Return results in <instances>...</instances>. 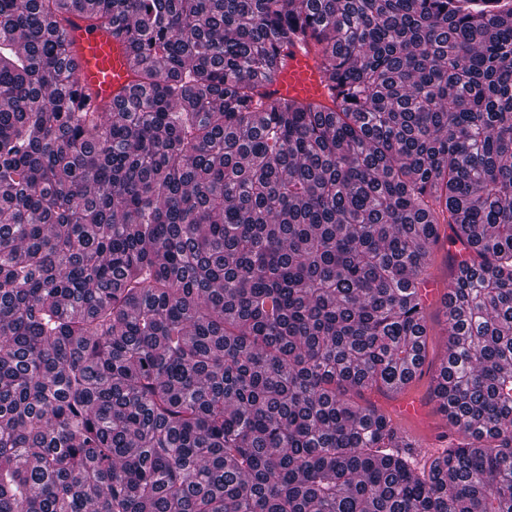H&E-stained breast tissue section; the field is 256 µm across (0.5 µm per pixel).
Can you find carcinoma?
Returning <instances> with one entry per match:
<instances>
[{
    "instance_id": "1",
    "label": "carcinoma",
    "mask_w": 512,
    "mask_h": 512,
    "mask_svg": "<svg viewBox=\"0 0 512 512\" xmlns=\"http://www.w3.org/2000/svg\"><path fill=\"white\" fill-rule=\"evenodd\" d=\"M74 13L141 64L98 112ZM442 238L427 454L363 393ZM0 512H512V0H0ZM323 65L312 53L295 47L288 49L281 73L265 89L275 97L287 96L303 102H327L321 84ZM435 251L436 258L432 272L435 280L442 284L449 279L450 271L453 266V258L456 254V247H452L449 243H445L444 250L438 246ZM445 311L441 299L437 298L430 301V313L436 326L433 331V338L429 345V358H433L434 361L439 363V359L446 353L447 350V339L444 333V317L443 312Z\"/></svg>"
}]
</instances>
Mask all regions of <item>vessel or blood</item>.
<instances>
[{"mask_svg":"<svg viewBox=\"0 0 512 512\" xmlns=\"http://www.w3.org/2000/svg\"><path fill=\"white\" fill-rule=\"evenodd\" d=\"M66 30L72 42L70 62L74 78L86 96L87 109H96L125 95L135 78L138 63L126 51L121 38L91 27L79 14L69 15ZM322 78L321 62L312 53L295 47L289 49L281 73L266 89L278 97L323 103L327 95ZM389 409L401 425L415 428L421 447H431L428 430L418 426L422 415L418 393L404 392Z\"/></svg>","mask_w":512,"mask_h":512,"instance_id":"1","label":"vessel or blood"}]
</instances>
